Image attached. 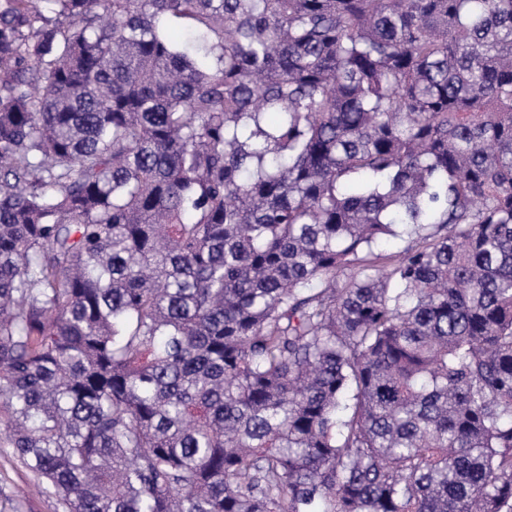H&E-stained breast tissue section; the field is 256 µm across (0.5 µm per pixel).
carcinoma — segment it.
<instances>
[{
	"label": "carcinoma",
	"instance_id": "carcinoma-1",
	"mask_svg": "<svg viewBox=\"0 0 512 512\" xmlns=\"http://www.w3.org/2000/svg\"><path fill=\"white\" fill-rule=\"evenodd\" d=\"M0 448L62 512H512V0H0Z\"/></svg>",
	"mask_w": 512,
	"mask_h": 512
}]
</instances>
